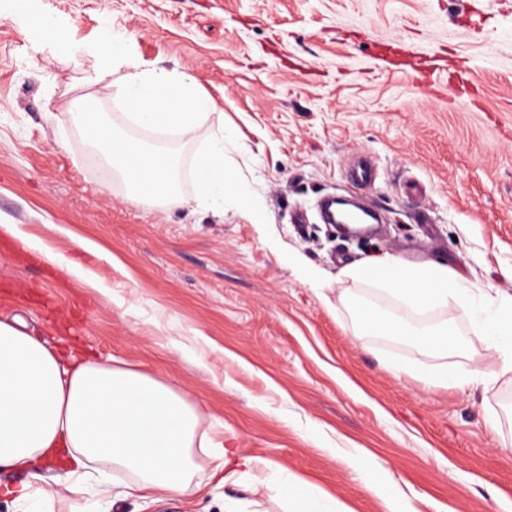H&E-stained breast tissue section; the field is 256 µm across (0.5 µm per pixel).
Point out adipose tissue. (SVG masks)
Segmentation results:
<instances>
[{
	"label": "adipose tissue",
	"instance_id": "1",
	"mask_svg": "<svg viewBox=\"0 0 512 512\" xmlns=\"http://www.w3.org/2000/svg\"><path fill=\"white\" fill-rule=\"evenodd\" d=\"M122 92L132 120L161 134H196L214 107L195 78L145 64L126 75ZM92 134L107 163L137 195L180 203L172 182L174 160L165 150L133 149L127 138L103 124ZM130 150L138 155L133 167L125 163ZM195 176L200 205L220 211L225 199L232 198L244 203L245 215H252L245 187L224 169L223 137L208 136ZM0 237L21 242L61 273L103 290V283L80 265L53 253L18 225L0 224ZM343 274L386 291L415 312L444 310L452 303L472 310L476 334L502 351L503 368L512 371V295L482 304L446 266L409 265L390 253L350 266ZM349 310L362 332L401 336L434 353L446 352L449 337L457 333L445 320L411 324L363 302H350ZM199 423V413L169 387L99 361L81 347L41 339L0 320V464L33 471L49 465L79 483L93 464L107 462L136 476L123 484V496L173 494L189 480L193 446L209 445L197 437ZM251 487L257 495L275 493L291 504L292 512H325L326 493L314 492L299 477L255 480Z\"/></svg>",
	"mask_w": 512,
	"mask_h": 512
}]
</instances>
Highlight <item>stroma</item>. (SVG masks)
<instances>
[{"label": "stroma", "instance_id": "35a3bbf8", "mask_svg": "<svg viewBox=\"0 0 512 512\" xmlns=\"http://www.w3.org/2000/svg\"><path fill=\"white\" fill-rule=\"evenodd\" d=\"M34 15L71 49L45 42ZM114 32L129 61L89 83L92 48ZM137 62L191 75L215 101L202 130L231 131L224 166L259 223L229 198L220 217L196 205L200 140H156L180 205L133 195L94 152L70 114L92 96L133 135L118 90ZM361 157L368 187L350 176ZM328 195L378 210V232L323 223ZM0 224L108 289L0 238V319L170 387L211 442L192 450V486L154 503L42 471L45 512H224L228 498L291 512L249 482L221 485L219 446L279 463L348 512H385L377 485L418 512H512V372L495 345L454 305L460 342L445 356L356 335L347 302L368 288L342 274L388 251L444 264L485 298L512 295V0H30L25 14L0 0ZM290 253L323 272L326 296ZM442 363L459 385L409 372ZM0 237L4 239H14L21 242L25 248L37 252L42 261L48 263L52 267H55L61 273L81 278L84 280L88 288H93L103 294H107L108 289L102 282L95 279L90 273L84 271L80 265L69 262L53 253L42 240L25 234L20 230L18 225L0 224Z\"/></svg>", "mask_w": 512, "mask_h": 512}]
</instances>
